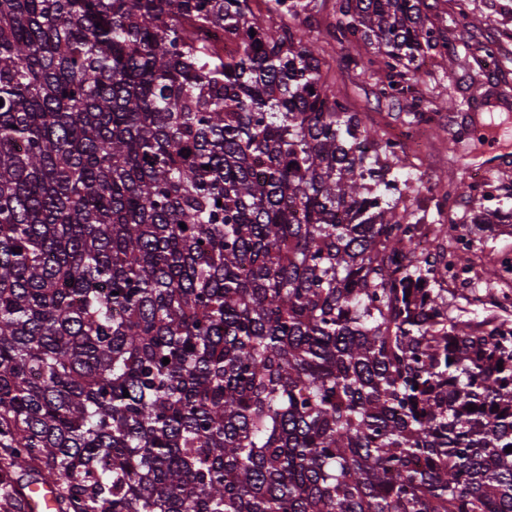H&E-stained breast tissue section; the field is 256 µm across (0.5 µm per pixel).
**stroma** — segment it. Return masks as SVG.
<instances>
[{
    "label": "stroma",
    "instance_id": "stroma-1",
    "mask_svg": "<svg viewBox=\"0 0 512 512\" xmlns=\"http://www.w3.org/2000/svg\"><path fill=\"white\" fill-rule=\"evenodd\" d=\"M435 26L453 43L463 59L477 53V44L498 41L503 51L493 70L472 84L461 66L429 55L418 63L412 81V99L380 101L373 93L375 75L362 68L375 57L374 46L360 41L339 43L327 35L334 18L336 0H313L309 11L298 22L307 26L326 64L323 72L337 94L345 97L354 111L366 114L370 124L386 132L411 127L421 132L423 145L415 151V174L424 188L412 195V207L422 226L431 228L456 216L458 223H469L477 207L489 210L512 208V0H473L468 18H459L454 0H425ZM466 128L468 144L449 152L448 129ZM487 171L490 192L483 205L467 196L449 202L440 211L436 202L448 179L469 180L473 171ZM473 249L482 260L495 263L512 261V224H486L472 230Z\"/></svg>",
    "mask_w": 512,
    "mask_h": 512
}]
</instances>
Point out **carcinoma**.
Masks as SVG:
<instances>
[{
    "label": "carcinoma",
    "mask_w": 512,
    "mask_h": 512,
    "mask_svg": "<svg viewBox=\"0 0 512 512\" xmlns=\"http://www.w3.org/2000/svg\"><path fill=\"white\" fill-rule=\"evenodd\" d=\"M422 6L336 2L379 100L458 60ZM322 66L249 0H0V512H512V319ZM55 508L53 490L45 485L34 486L25 497V509L27 512H52Z\"/></svg>",
    "instance_id": "cac0c4a2"
}]
</instances>
